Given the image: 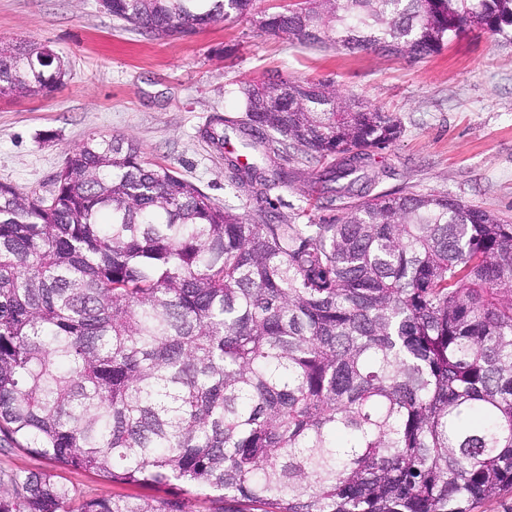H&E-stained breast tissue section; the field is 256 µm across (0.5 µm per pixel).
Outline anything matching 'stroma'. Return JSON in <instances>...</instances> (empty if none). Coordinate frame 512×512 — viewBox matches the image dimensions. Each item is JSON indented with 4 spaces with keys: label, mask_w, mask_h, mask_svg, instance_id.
<instances>
[{
    "label": "stroma",
    "mask_w": 512,
    "mask_h": 512,
    "mask_svg": "<svg viewBox=\"0 0 512 512\" xmlns=\"http://www.w3.org/2000/svg\"><path fill=\"white\" fill-rule=\"evenodd\" d=\"M50 46L69 63L46 97L0 98V183L45 194L67 153L91 136L133 139L168 167L241 213L222 154L202 138L213 116L242 110L243 82H329L400 121L399 139L371 157L379 190L441 192L512 222V41L474 29L441 53L411 60L344 49H305L265 33L253 16L155 40L122 29L98 0H0V41ZM271 194L272 216L331 224L311 165Z\"/></svg>",
    "instance_id": "obj_1"
}]
</instances>
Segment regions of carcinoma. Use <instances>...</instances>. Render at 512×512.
Returning a JSON list of instances; mask_svg holds the SVG:
<instances>
[{"mask_svg":"<svg viewBox=\"0 0 512 512\" xmlns=\"http://www.w3.org/2000/svg\"><path fill=\"white\" fill-rule=\"evenodd\" d=\"M254 0H100L154 39ZM303 47L424 59L512 0H302L256 18ZM67 64L0 42V97ZM215 116L245 215L133 140L92 136L46 195L0 183V448L150 496L81 498L5 473L0 512H475L512 489V224L448 194L374 192L393 116L324 82L240 87ZM318 168L334 224L274 221L269 193Z\"/></svg>","mask_w":512,"mask_h":512,"instance_id":"obj_1","label":"carcinoma"}]
</instances>
